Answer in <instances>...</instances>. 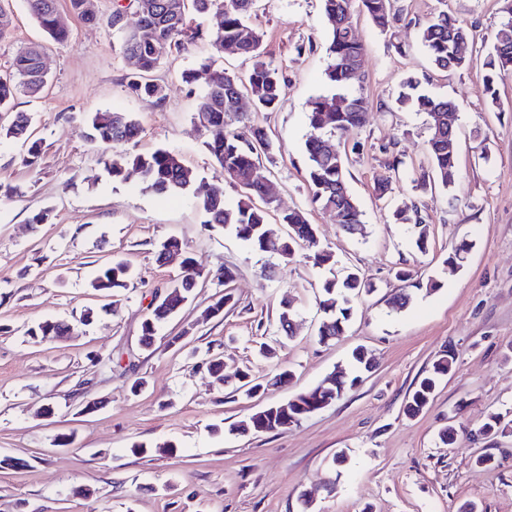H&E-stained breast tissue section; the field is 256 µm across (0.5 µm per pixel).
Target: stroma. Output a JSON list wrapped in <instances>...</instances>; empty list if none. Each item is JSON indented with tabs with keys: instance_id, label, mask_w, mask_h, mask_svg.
<instances>
[{
	"instance_id": "stroma-1",
	"label": "stroma",
	"mask_w": 512,
	"mask_h": 512,
	"mask_svg": "<svg viewBox=\"0 0 512 512\" xmlns=\"http://www.w3.org/2000/svg\"><path fill=\"white\" fill-rule=\"evenodd\" d=\"M5 5L13 27L0 39V71L35 43L49 83L40 97L18 96L12 110L33 118L42 141L38 165L22 163V142L0 140V459L17 462L0 468V512H512V435L491 440L479 432L489 413L512 412V72L498 79L492 100L483 66L502 0H394L401 20L388 33L356 15L365 46L360 91L371 109L336 148L348 158L367 227L362 238L312 204L304 179L309 102L329 90L322 2H256L252 22L262 49L286 74L277 111L243 106L272 142L263 173L281 209L302 210L339 266L376 286L354 302L347 335L332 345L316 332L325 270L301 255L284 261L252 250L233 231L205 226L191 197H159L135 175L112 180L100 150L84 138L87 113L129 112L142 129L134 150L168 147L213 178L207 132L194 112L205 84L181 80L202 46L163 55L156 76L167 97L158 105L123 87L131 64L107 24L114 0H97L99 19L91 23L69 0H58L70 32L63 43L44 34L24 0ZM443 9L475 32L465 48L470 64L459 71L434 68L419 40L420 27ZM302 43L309 50L301 54ZM409 79L457 108L459 180L452 188L415 186L430 165L425 114L396 104ZM12 112H0V124ZM394 154L402 161L396 171L389 166ZM387 177L391 194L376 198L375 184ZM405 205L420 209L422 229L396 223L393 212ZM39 210L48 211V223L30 224ZM170 237L183 241L206 278L146 350L141 323L150 294L181 273L180 257L157 258ZM463 241L472 245L467 258L449 264ZM111 259L135 272L115 306L88 287L94 267ZM400 268L423 280L436 276L440 286L413 290L409 304L396 308ZM226 269L233 273L228 282ZM225 293L231 301L223 313L202 320ZM284 299L296 313L295 334L262 357L256 346L276 335ZM87 308L95 317L84 325ZM44 319L73 324V337L26 336ZM358 346L374 369L336 402L288 429L234 431L252 413L348 366ZM208 350L224 359L223 387L201 365ZM445 350L455 354L451 372L423 412L407 417L409 393ZM96 358L111 359V370L93 366ZM283 368L294 373L288 385L253 399L238 393L236 371L266 379ZM137 377L147 385L135 393ZM452 419L461 430L445 447L437 434ZM66 435L71 444H61ZM139 443L152 453H133ZM485 452L495 467L476 465ZM341 453L347 460L335 465Z\"/></svg>"
}]
</instances>
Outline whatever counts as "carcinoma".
I'll list each match as a JSON object with an SVG mask.
<instances>
[{"instance_id": "carcinoma-1", "label": "carcinoma", "mask_w": 512, "mask_h": 512, "mask_svg": "<svg viewBox=\"0 0 512 512\" xmlns=\"http://www.w3.org/2000/svg\"><path fill=\"white\" fill-rule=\"evenodd\" d=\"M256 0H131L112 10L109 25L122 20L126 26L127 10L137 15L135 27L121 31L123 54L136 59V68L125 76V91L135 97L157 103L166 98V88L157 82L154 74L161 65L163 50L181 52L203 40L207 49L199 68L183 75L184 83L191 85L202 77L206 90L196 105L200 123L208 132L205 148L224 180H205L186 167L171 149L159 148L150 153L120 151L118 147L135 139L139 123L128 112H92L84 117L86 138L105 149L112 148V156L105 161L108 174L114 180L124 181L129 172L140 174L144 189L166 197L192 195L210 227H231L236 235L253 248L277 255L285 260L294 258L299 246L310 251L308 258L319 267L334 265L333 254L320 245L317 230L299 209L282 210L269 197L266 177L262 173V158L270 153L271 143L266 133L247 121L238 129L226 127L224 116L238 113V96L249 94L254 99V110L273 112L279 106V89L284 80L280 67L266 60L261 52L262 34L251 23ZM323 20L328 29L327 54L329 63L325 72L327 82L338 88H353L363 82L364 45L352 31L354 9L364 12L375 28L390 31L398 20L392 0H321ZM27 9L43 31L57 42L69 39V31L56 27L57 0H26ZM216 12L221 21L214 31L203 30L193 24V16ZM506 14L495 34L492 50L483 66L488 70L484 78L486 94L496 101L495 78L512 72V0H503ZM473 37L446 10L434 15L421 30V41L433 65L442 71H458L467 67L468 60L457 52V42ZM232 44L237 52L250 62L246 75L215 67L216 58L224 46ZM41 51L28 47L13 60L10 71L0 73V112L12 109L17 96H36L46 84L40 74ZM399 103L412 104L426 115L429 129L427 151L437 183L448 189L455 185L458 163L455 152L448 150V142L455 141L456 128L448 127V114L455 112L453 102L427 94L402 93ZM369 109V101L360 94L319 95L311 99L308 120L311 132L305 142L307 167L305 179L311 202L332 211L343 231L363 236L366 225L357 199L349 186L346 161L336 150L335 137H348L359 129ZM32 118L24 112L15 113L7 125L0 124V139H25L29 147L23 162L28 167L38 164L41 142L31 139ZM240 190L235 205L224 199V182ZM278 213L279 223L288 226V236L274 242L267 238L266 225L271 213ZM183 275L163 293L153 294L149 312L141 324V341L153 344L158 328L178 313L191 298L204 272L192 257L183 259ZM133 273L128 263L114 261L97 269L89 288L103 297H116L118 290L127 287ZM374 291L373 285L355 271L343 279L328 278L321 283L318 307L322 318L318 327L319 341L328 343L344 335L352 316L351 302L362 294ZM69 323L45 319L27 329V335L48 339L70 334ZM455 363V355L445 352L434 361L432 368L420 379L404 407L408 417H416L428 406L437 384L447 376ZM351 366L357 375L348 376L339 369L314 389L302 392L280 403L271 404L253 414L235 430L247 429L255 433L272 432L298 425L317 410L331 405L347 389L355 386L360 374L373 368L368 352L359 347L352 351ZM293 373L284 369L268 380L258 381L246 373H239L240 388L248 397L274 386H282ZM512 431L508 414L491 413L481 427L485 436Z\"/></svg>"}]
</instances>
